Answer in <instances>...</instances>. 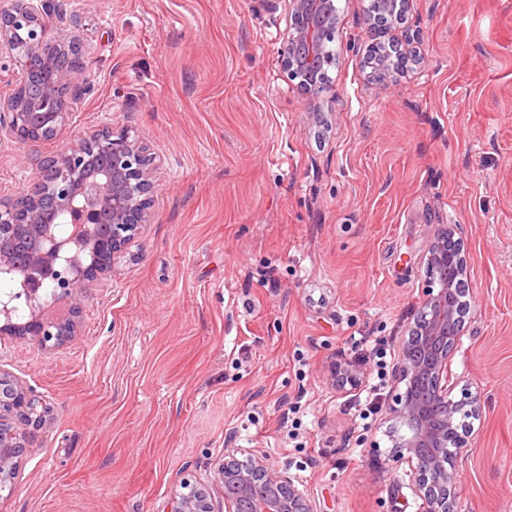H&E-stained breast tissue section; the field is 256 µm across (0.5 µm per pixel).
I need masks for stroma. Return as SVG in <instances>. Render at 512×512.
Masks as SVG:
<instances>
[{
	"instance_id": "obj_1",
	"label": "stroma",
	"mask_w": 512,
	"mask_h": 512,
	"mask_svg": "<svg viewBox=\"0 0 512 512\" xmlns=\"http://www.w3.org/2000/svg\"><path fill=\"white\" fill-rule=\"evenodd\" d=\"M323 128L279 51L288 0H52L89 42L93 88L55 140L0 135V195L28 157L132 127L160 155L152 222L109 272L51 316L76 333L44 349L0 335V369L50 406L0 512H170L215 478L225 449L267 455L314 512H418L387 466L394 389L350 404L406 343L442 224L470 256L454 397L480 395L456 461L457 512H512V0H413L418 62L371 80L362 17L337 0ZM356 365L359 385L331 373Z\"/></svg>"
}]
</instances>
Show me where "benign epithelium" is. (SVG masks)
Masks as SVG:
<instances>
[{
    "instance_id": "7a95c632",
    "label": "benign epithelium",
    "mask_w": 512,
    "mask_h": 512,
    "mask_svg": "<svg viewBox=\"0 0 512 512\" xmlns=\"http://www.w3.org/2000/svg\"><path fill=\"white\" fill-rule=\"evenodd\" d=\"M374 5L390 17V32L411 0H374ZM50 8L51 0H11L8 18L0 16V69L23 65L34 75L0 94V133L20 138L34 130L39 138L54 140L68 121L66 109L91 91L81 69L85 39L49 23ZM340 25L336 0H288L280 62L289 80L310 97L312 113L334 101L329 70L336 58L329 47ZM159 161L128 126H106L52 156L32 160L34 173L24 192L33 203L30 211L22 215L11 200L0 198V280L12 284L11 291L0 294L1 335L47 348L75 334V319L53 320L45 310L51 302L75 298L82 283L110 270L115 256L151 223ZM426 265L430 285L398 356V382L405 390L396 394L393 413L403 433L394 441L390 461L413 474L410 489L421 500L420 512H455L453 457L468 446L458 434L457 416H476L481 404L468 392L462 399L466 408L459 407L448 383L465 323L458 299L469 291L470 268L464 243L451 226L434 233ZM48 412L44 400L0 370V493L14 490L26 429L39 426ZM450 448L456 449L453 457ZM215 475L224 486L227 512H314L288 473L257 451L224 449ZM171 512L216 510L206 487L187 484Z\"/></svg>"
}]
</instances>
